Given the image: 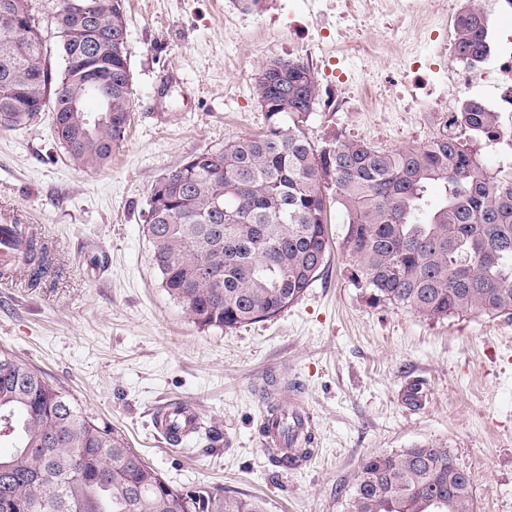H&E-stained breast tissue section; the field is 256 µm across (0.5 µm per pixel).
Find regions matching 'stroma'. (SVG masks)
Wrapping results in <instances>:
<instances>
[{
  "label": "stroma",
  "instance_id": "obj_1",
  "mask_svg": "<svg viewBox=\"0 0 512 512\" xmlns=\"http://www.w3.org/2000/svg\"><path fill=\"white\" fill-rule=\"evenodd\" d=\"M311 0H125L132 116L111 163L67 158L47 112L0 128V224L48 243L39 286L0 280V351L37 369L97 422L121 429L167 480L221 487L267 512H348L366 457L422 443L448 448L477 512H512V317L429 319L370 305L351 282L343 216L331 210L323 271L279 315L200 329L160 284L145 224L151 186L190 154L265 131L253 94L267 62L294 59ZM305 124L321 147L337 135L395 151L424 144L427 112H331L320 74ZM426 391L409 405L410 383ZM296 392L315 453L298 469L262 445L267 395ZM168 401L192 406L203 434L173 446L152 423Z\"/></svg>",
  "mask_w": 512,
  "mask_h": 512
}]
</instances>
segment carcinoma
Returning <instances> with one entry per match:
<instances>
[{"label":"carcinoma","mask_w":512,"mask_h":512,"mask_svg":"<svg viewBox=\"0 0 512 512\" xmlns=\"http://www.w3.org/2000/svg\"><path fill=\"white\" fill-rule=\"evenodd\" d=\"M10 2L0 16V126L34 120L45 99L58 108L57 139L83 170L108 166L131 121L126 50L113 29L75 33L61 45L64 70L48 68L33 0ZM72 2L84 14L126 25L123 0ZM457 55L476 68L488 53L485 21L461 0ZM258 70L253 93L266 114L260 136L190 155L151 188L146 235L161 287L201 329H233L278 315L325 266L327 214L344 216V242L355 259L354 287L367 301L431 319L512 315V175L483 167L469 146L492 139L498 115L464 100L456 130L420 146L384 151L336 136L318 148L305 136L319 96L316 76L299 60ZM103 118L93 130L87 113ZM435 205L428 204L431 190ZM224 209L225 219L212 213ZM220 267L219 279L207 275ZM52 268L48 244L28 238L15 277L37 285ZM279 415L284 447L271 452L292 466L288 409ZM0 512H265L264 503L208 485L166 480L121 431L99 424L36 370L0 352ZM348 512H476L468 473L448 449L421 444L367 457Z\"/></svg>","instance_id":"1"}]
</instances>
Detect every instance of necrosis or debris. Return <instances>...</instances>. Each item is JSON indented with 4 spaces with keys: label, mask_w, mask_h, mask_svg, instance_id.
<instances>
[{
    "label": "necrosis or debris",
    "mask_w": 512,
    "mask_h": 512,
    "mask_svg": "<svg viewBox=\"0 0 512 512\" xmlns=\"http://www.w3.org/2000/svg\"><path fill=\"white\" fill-rule=\"evenodd\" d=\"M457 17L458 0H333L297 50L315 67L334 50L337 111L431 112L443 135L475 78L495 89L486 111L512 112V39L502 40L491 67L475 74L455 51ZM369 20L384 25L381 43L365 37Z\"/></svg>",
    "instance_id": "necrosis-or-debris-1"
}]
</instances>
